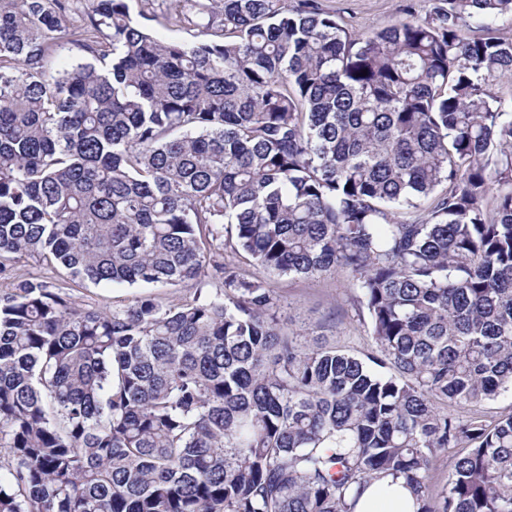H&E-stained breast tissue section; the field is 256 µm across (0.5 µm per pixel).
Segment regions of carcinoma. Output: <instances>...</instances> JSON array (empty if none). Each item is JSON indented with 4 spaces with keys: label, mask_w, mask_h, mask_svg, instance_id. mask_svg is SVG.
<instances>
[{
    "label": "carcinoma",
    "mask_w": 512,
    "mask_h": 512,
    "mask_svg": "<svg viewBox=\"0 0 512 512\" xmlns=\"http://www.w3.org/2000/svg\"><path fill=\"white\" fill-rule=\"evenodd\" d=\"M88 2L0 0V512H352L382 475L512 512L483 410L512 388V0L363 34L168 0L192 42ZM268 273L344 276L370 352L281 323ZM138 289L126 285H112L111 287L95 286L86 283L73 288V300L79 305L102 306L127 303L131 300Z\"/></svg>",
    "instance_id": "carcinoma-1"
}]
</instances>
